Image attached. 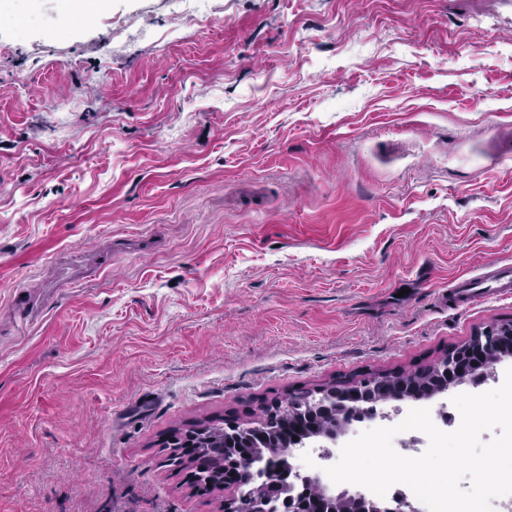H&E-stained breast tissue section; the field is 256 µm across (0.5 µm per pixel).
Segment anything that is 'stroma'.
<instances>
[{
    "label": "stroma",
    "instance_id": "1",
    "mask_svg": "<svg viewBox=\"0 0 512 512\" xmlns=\"http://www.w3.org/2000/svg\"><path fill=\"white\" fill-rule=\"evenodd\" d=\"M66 9L0 0V512H224L173 430L512 321V0ZM503 278L512 280V265L499 266L492 276H472L462 279L457 288L460 296L468 301L492 294L493 290L498 288L494 282Z\"/></svg>",
    "mask_w": 512,
    "mask_h": 512
}]
</instances>
